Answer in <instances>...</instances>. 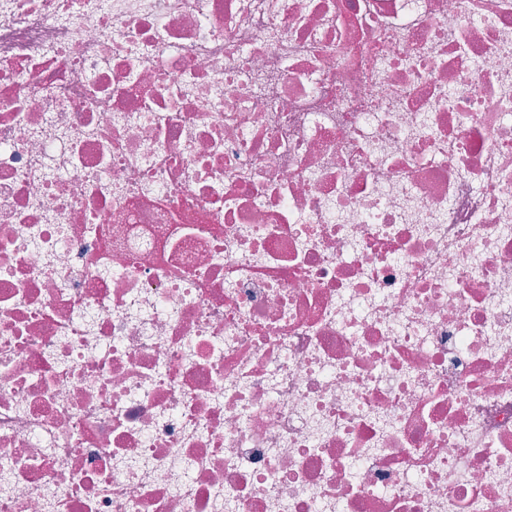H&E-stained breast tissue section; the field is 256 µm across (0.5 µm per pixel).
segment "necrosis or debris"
Returning a JSON list of instances; mask_svg holds the SVG:
<instances>
[{
	"instance_id": "obj_1",
	"label": "necrosis or debris",
	"mask_w": 512,
	"mask_h": 512,
	"mask_svg": "<svg viewBox=\"0 0 512 512\" xmlns=\"http://www.w3.org/2000/svg\"><path fill=\"white\" fill-rule=\"evenodd\" d=\"M0 512H512V0H0Z\"/></svg>"
}]
</instances>
